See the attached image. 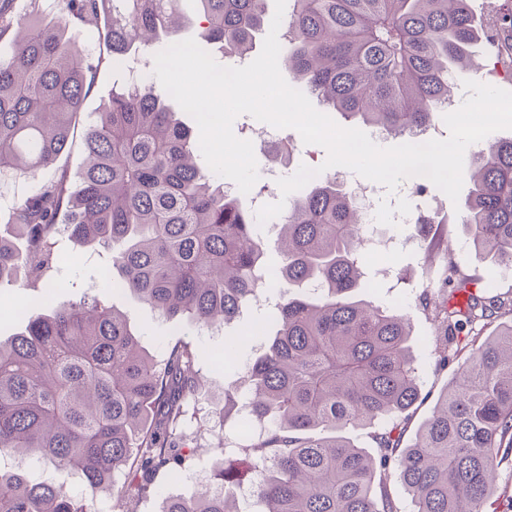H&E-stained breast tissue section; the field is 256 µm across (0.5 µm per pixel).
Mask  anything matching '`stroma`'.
<instances>
[{"mask_svg": "<svg viewBox=\"0 0 512 512\" xmlns=\"http://www.w3.org/2000/svg\"><path fill=\"white\" fill-rule=\"evenodd\" d=\"M0 10L5 11L12 26H19L30 17L67 22L68 16L62 0H0ZM78 50L91 59L94 65L91 82L80 113L76 117L73 142L67 152L50 169H33L0 176V208L5 209L29 195L38 185L53 179L58 171H67L70 178H77L82 170L85 152L82 145L84 131L93 125L99 112L109 102L113 85L125 82L126 73L114 70L103 39L98 31L84 32L77 42ZM253 126L260 140L254 146L260 178L258 187L266 189L272 200L282 197L278 184L267 182L265 174L270 167H278L283 176L294 175L301 165L320 166L326 159V151L318 145H306L298 140L295 129H284V136L297 140L298 146L292 158L279 156L274 144L264 141L266 123L254 120L250 115L237 117L234 128ZM395 194L380 191L377 198L375 231L378 237L391 241L388 253L377 259V274L373 287L378 299L388 306L408 305L412 308L411 347L413 364L418 376L422 396L417 403L405 433V441H412L421 424L429 417L435 400L447 382L454 376L458 361L449 358L441 362L435 347L436 326L422 301H434L438 297L443 268L448 261H455L462 271L478 283L490 282L495 294L512 296V274L500 273L487 258L478 256L467 244L462 211L456 210L452 201L437 187H429L424 200L434 222L427 234H418L414 225L396 224L392 221ZM449 241L452 255H440L434 263L426 257L433 240ZM59 247L70 253L71 261L65 262L55 276L57 301H76L83 294H103L114 310L128 315L131 324L140 335L144 349L154 358H162L168 347L178 340H192L200 344L204 385L198 398L188 407L187 420L182 436L189 445L198 447L196 459L182 479L172 481L160 475L156 478L158 494L137 498L136 512H161L162 493H178L197 489L198 479L207 478L213 465L220 460V447L225 440H238L243 416L237 411L223 413L225 390L243 385L247 364L261 351V345L251 342L242 346L234 360L221 363L224 341L246 331L253 319L271 315L279 300L277 289L270 288L262 296L260 304L244 309L240 318L220 330H196L165 320L149 305L138 300L121 287L107 288L103 268L108 255L101 250L76 246L68 238H61ZM40 291L31 288L4 286L0 288V339L8 340L17 332L20 320L16 315L19 305H31L40 298Z\"/></svg>", "mask_w": 512, "mask_h": 512, "instance_id": "35a3bbf8", "label": "stroma"}]
</instances>
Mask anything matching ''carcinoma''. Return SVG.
<instances>
[{"label": "carcinoma", "mask_w": 512, "mask_h": 512, "mask_svg": "<svg viewBox=\"0 0 512 512\" xmlns=\"http://www.w3.org/2000/svg\"><path fill=\"white\" fill-rule=\"evenodd\" d=\"M78 23L104 22L112 66L182 26L179 0H61ZM205 36L246 57L267 33L266 0H199ZM283 65L292 87L351 124L416 135L448 105L451 81L472 67L480 38L469 0H289ZM92 64L64 31L32 19L19 47L0 45V175L49 168L70 140ZM88 162L8 210L23 248L0 236V285L38 288L66 261L71 240L111 252L108 281L163 317L198 329L233 320L259 288L279 289L274 331L248 365V415L268 428L238 458L212 469L202 491L168 496L161 512H243L238 490L255 478L250 512H398L377 495L376 474L405 485L411 512H495L498 467L512 449V322L480 338L477 326L512 316V298L488 295L450 261L433 321L467 342L459 371L414 441L402 422L419 399L410 351L411 308L357 297L371 286L363 208L335 177L317 176L276 222L280 263L231 183L217 182L175 112L143 77L119 89L85 133ZM462 223L473 248L512 273V138L471 155ZM306 288L312 296H295ZM198 349L144 352L126 316L97 295L50 304L0 341V461L17 454L49 465L50 481L0 469V512H91L85 502L155 491L194 450L177 430L201 389ZM376 426L373 448L344 435ZM81 477L84 492L68 490Z\"/></svg>", "instance_id": "carcinoma-1"}]
</instances>
